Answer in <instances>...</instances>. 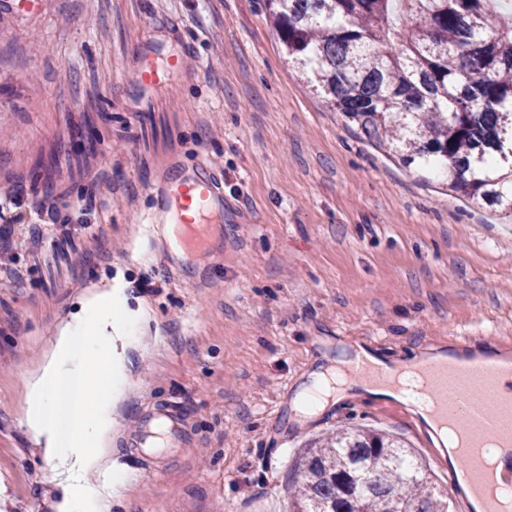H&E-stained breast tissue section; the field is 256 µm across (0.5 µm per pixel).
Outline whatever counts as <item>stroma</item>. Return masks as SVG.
Returning a JSON list of instances; mask_svg holds the SVG:
<instances>
[{"label": "stroma", "instance_id": "stroma-1", "mask_svg": "<svg viewBox=\"0 0 512 512\" xmlns=\"http://www.w3.org/2000/svg\"><path fill=\"white\" fill-rule=\"evenodd\" d=\"M143 54L184 66L147 88ZM202 160L224 183V228L178 277L156 244L164 225L145 218L170 170ZM0 185L25 214L53 201L70 228L15 249L20 281L0 285V512H54L21 422L24 379L55 316L94 285L122 281L130 307L151 311L120 432L160 402L190 431L160 474L113 445L126 482L112 512H290L303 445L343 425L433 461L409 406L352 397L304 418L294 394L358 345L392 359L461 336L512 348V213L370 147L288 64L264 0H0ZM148 278L160 293L142 290Z\"/></svg>", "mask_w": 512, "mask_h": 512}]
</instances>
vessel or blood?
<instances>
[{
  "label": "vessel or blood",
  "instance_id": "1",
  "mask_svg": "<svg viewBox=\"0 0 512 512\" xmlns=\"http://www.w3.org/2000/svg\"><path fill=\"white\" fill-rule=\"evenodd\" d=\"M167 198L174 209V219L181 224L178 238L181 249H197L205 245L214 225L224 221V189L221 180L207 162H200L189 175L172 173ZM421 373L430 381V403L433 414L445 425L453 427L458 435V455L470 462L476 442L474 432H481L498 447L508 449L512 463V429L502 427L503 420H512V392L499 393L496 409L484 406V398L497 390L502 379L512 380V362L504 363L489 358H476L455 364L430 356L420 365ZM187 438L183 411L172 404L158 405L142 419L139 432L124 437L123 447L132 449L155 471L166 466L164 448L182 444ZM512 484V474L494 472L481 474L460 490L456 483L447 486L456 498L461 512H466L469 499H476L482 512H503L489 488L502 483Z\"/></svg>",
  "mask_w": 512,
  "mask_h": 512
}]
</instances>
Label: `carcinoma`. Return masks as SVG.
Wrapping results in <instances>:
<instances>
[{"instance_id": "1", "label": "carcinoma", "mask_w": 512, "mask_h": 512, "mask_svg": "<svg viewBox=\"0 0 512 512\" xmlns=\"http://www.w3.org/2000/svg\"><path fill=\"white\" fill-rule=\"evenodd\" d=\"M493 0H265L287 55L404 166L512 211V18ZM296 512H449L399 441L342 426L304 450Z\"/></svg>"}]
</instances>
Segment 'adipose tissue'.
<instances>
[{"label": "adipose tissue", "instance_id": "adipose-tissue-1", "mask_svg": "<svg viewBox=\"0 0 512 512\" xmlns=\"http://www.w3.org/2000/svg\"><path fill=\"white\" fill-rule=\"evenodd\" d=\"M148 320L145 307L129 309L115 286L85 293L80 313L54 319L36 369L25 383L22 423L46 464V479L59 487L56 512H112L122 475L112 463V432L133 386L130 353ZM345 361L313 375L312 416L353 396L403 401L402 390L356 380Z\"/></svg>", "mask_w": 512, "mask_h": 512}]
</instances>
